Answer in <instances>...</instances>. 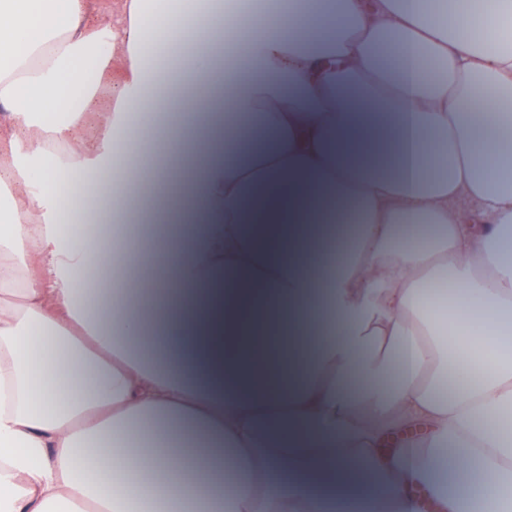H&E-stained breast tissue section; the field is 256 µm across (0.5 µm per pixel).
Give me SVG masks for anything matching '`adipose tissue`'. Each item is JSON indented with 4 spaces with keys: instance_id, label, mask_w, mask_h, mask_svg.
<instances>
[{
    "instance_id": "obj_1",
    "label": "adipose tissue",
    "mask_w": 512,
    "mask_h": 512,
    "mask_svg": "<svg viewBox=\"0 0 512 512\" xmlns=\"http://www.w3.org/2000/svg\"><path fill=\"white\" fill-rule=\"evenodd\" d=\"M483 8L284 0L199 108L218 0H186L184 37L160 0H0V512H512V0ZM162 104L176 127L145 134ZM134 182L135 245L98 220H138Z\"/></svg>"
}]
</instances>
